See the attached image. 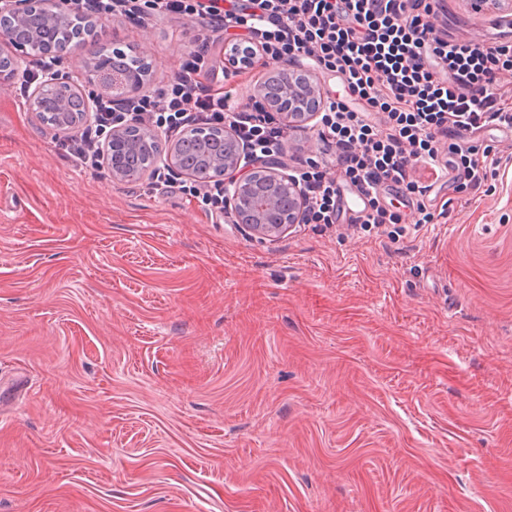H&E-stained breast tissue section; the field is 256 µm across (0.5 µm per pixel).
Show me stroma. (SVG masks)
I'll use <instances>...</instances> for the list:
<instances>
[{"instance_id":"obj_1","label":"stroma","mask_w":512,"mask_h":512,"mask_svg":"<svg viewBox=\"0 0 512 512\" xmlns=\"http://www.w3.org/2000/svg\"><path fill=\"white\" fill-rule=\"evenodd\" d=\"M105 24L148 91L198 33ZM483 137L491 191L434 223L269 242L75 168L1 87L0 512H512V139Z\"/></svg>"}]
</instances>
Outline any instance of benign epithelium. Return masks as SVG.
<instances>
[{
  "mask_svg": "<svg viewBox=\"0 0 512 512\" xmlns=\"http://www.w3.org/2000/svg\"><path fill=\"white\" fill-rule=\"evenodd\" d=\"M31 12L81 15L75 0H0V22L16 25ZM0 43H7L13 49L7 55L0 53V86H5L19 75L20 60L29 55L30 44L1 28ZM86 47L87 41L81 35L69 43L66 53L52 50L44 53L53 59V68L28 98L26 106L50 131L59 130L61 125L56 112L46 109V100H52L62 110L77 102L79 116L85 122L90 118L92 102L99 96V91L110 90L113 99L121 100L138 92L150 76L151 66L145 54L138 55V62L122 71L112 66L111 57L102 55L87 69L84 85L78 87L70 82L62 66L70 57L83 54ZM267 70L288 76L290 83L278 90L263 85L257 89L255 99L266 110L279 114L287 125L299 131L315 130V120L323 106L319 87L306 78L303 70L287 68L281 62L268 64ZM146 132L159 135L156 129L136 120L112 130L103 152L104 165L112 180L119 182L131 178V172L120 160L119 149L144 137ZM214 136L215 132L210 129L191 126L163 151L145 148L141 173L150 174L163 164L176 166L180 147L194 142L201 147V160L207 165L189 173V176L203 185L224 181V211L234 215L236 223L245 225L254 236L267 241L277 240L293 225L300 223L304 211L303 191L288 171L250 158L248 149L228 126L224 127V157L210 163L204 147Z\"/></svg>",
  "mask_w": 512,
  "mask_h": 512,
  "instance_id": "1",
  "label": "benign epithelium"
}]
</instances>
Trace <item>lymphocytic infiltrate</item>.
Listing matches in <instances>:
<instances>
[{
	"mask_svg": "<svg viewBox=\"0 0 512 512\" xmlns=\"http://www.w3.org/2000/svg\"><path fill=\"white\" fill-rule=\"evenodd\" d=\"M87 16L141 20L143 12L183 16L201 25L202 36L167 88L113 102L99 98L91 121L63 147L78 166L96 169L109 133L126 118H137L170 135L187 126L231 127L254 155L273 159L289 139L285 125L261 105L230 112L227 95L214 83V62L206 31L225 42L255 50L263 61L290 59L335 75L343 92L322 91L320 139L336 154L328 168L298 160L303 186V221L344 222L362 231L403 223L387 196L401 199L413 223L435 220L433 185L419 182L417 167L449 178L454 191L477 193L500 163L492 145L449 141V133L512 127V104L498 82L512 72V42L480 44L437 31L441 0H81ZM379 121H371L370 113ZM365 199L359 215L345 213L343 190ZM151 196L190 194L208 216L224 214L221 183L186 186L170 170L146 185Z\"/></svg>",
	"mask_w": 512,
	"mask_h": 512,
	"instance_id": "1",
	"label": "lymphocytic infiltrate"
}]
</instances>
